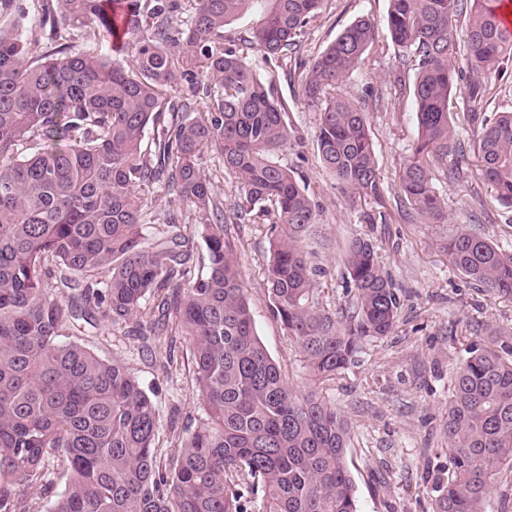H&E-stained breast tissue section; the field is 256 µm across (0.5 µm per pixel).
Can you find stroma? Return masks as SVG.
<instances>
[{"label":"stroma","mask_w":512,"mask_h":512,"mask_svg":"<svg viewBox=\"0 0 512 512\" xmlns=\"http://www.w3.org/2000/svg\"><path fill=\"white\" fill-rule=\"evenodd\" d=\"M388 8L389 0H326L294 53L278 60L266 59L250 46L258 15L248 11L225 25L224 46L271 83L287 107L291 137L278 161L296 173L316 205V222L304 245L320 270L317 286L324 306L336 312L347 307L344 253L359 237L376 245L382 268L401 298L393 332L366 342L358 361L318 387L348 422V463L358 510L433 512V471L446 462L443 424L452 373L468 345H512V297L491 295L453 268L444 244L461 226L496 244L512 243V209L497 202L470 152L462 161L463 181L436 184L448 203L447 221L429 223L408 205L399 170L418 136L415 73H392L397 49L387 27ZM360 19L373 26L372 44L340 90L367 114L381 193L354 202L321 163L316 149L319 114L307 107L303 86L316 57ZM275 220L274 209H267L262 219L236 225L233 236L257 333L288 382L303 389L311 381L302 352L269 311L265 271L269 228ZM69 338L101 358H117L130 367L157 405L158 447L177 445L173 426L199 421L200 400L183 337L158 342L80 320Z\"/></svg>","instance_id":"obj_1"}]
</instances>
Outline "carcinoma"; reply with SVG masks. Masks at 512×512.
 <instances>
[{"mask_svg": "<svg viewBox=\"0 0 512 512\" xmlns=\"http://www.w3.org/2000/svg\"><path fill=\"white\" fill-rule=\"evenodd\" d=\"M325 0H39L46 48L28 58L20 0H0V512H358L347 465L349 428L310 387L290 386L257 334L224 207L208 175L215 153L239 180L243 219L271 203L266 285L272 315L296 343L312 382L334 379L371 339L393 331L399 295L376 246L356 238L344 264L353 284L343 317L323 306L303 247L316 212L293 171L286 109L234 51L224 26L258 6L251 40L268 59L288 57ZM503 0H390L387 25L399 64L416 71L418 138L400 171L418 215L448 218L439 178L460 177L457 121L476 134L483 178L512 208V111H482L488 78L512 60ZM188 23L172 25L179 14ZM469 16L460 48L455 18ZM143 33L116 43V20ZM79 32L83 49L66 42ZM372 25L345 27L304 84L319 112L316 148L352 200L380 194L367 113L336 94L368 50ZM110 42L117 58L100 53ZM472 73L465 86L460 81ZM206 100L163 110L176 81ZM460 97L463 112L449 111ZM156 127L153 149L143 148ZM202 216L195 238L171 211L159 230L148 197ZM448 262L493 295L512 296V247L460 229ZM156 302L146 306L148 300ZM186 337L203 418L176 448L156 447L159 413L129 367L62 337L74 322ZM448 463L435 478L437 512H485L512 467V346L472 347L451 378L444 425ZM64 489L44 511L28 496Z\"/></svg>", "mask_w": 512, "mask_h": 512, "instance_id": "carcinoma-1", "label": "carcinoma"}]
</instances>
